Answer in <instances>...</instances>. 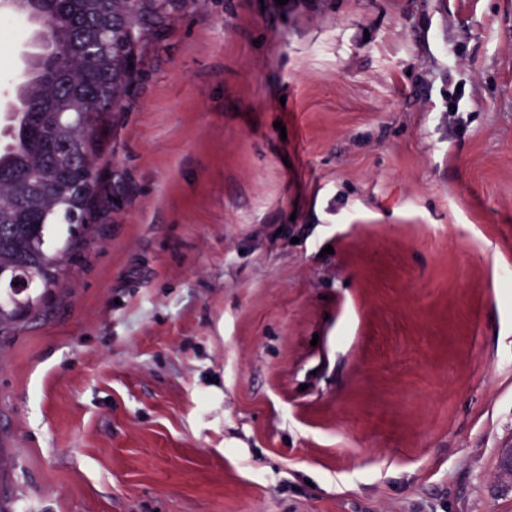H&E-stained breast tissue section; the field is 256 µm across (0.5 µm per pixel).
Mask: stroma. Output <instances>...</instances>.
<instances>
[{
	"label": "stroma",
	"mask_w": 512,
	"mask_h": 512,
	"mask_svg": "<svg viewBox=\"0 0 512 512\" xmlns=\"http://www.w3.org/2000/svg\"><path fill=\"white\" fill-rule=\"evenodd\" d=\"M136 61L8 512H512V0H169Z\"/></svg>",
	"instance_id": "stroma-1"
}]
</instances>
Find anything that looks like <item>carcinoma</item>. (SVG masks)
Masks as SVG:
<instances>
[{
  "instance_id": "1",
  "label": "carcinoma",
  "mask_w": 512,
  "mask_h": 512,
  "mask_svg": "<svg viewBox=\"0 0 512 512\" xmlns=\"http://www.w3.org/2000/svg\"><path fill=\"white\" fill-rule=\"evenodd\" d=\"M49 53L17 88L21 121L0 144V286L14 295L0 303V341L15 334L48 292L69 274L68 254L90 227L106 130L133 82L136 50L154 34L162 0H57L36 9ZM69 226L62 247H49L58 217Z\"/></svg>"
}]
</instances>
